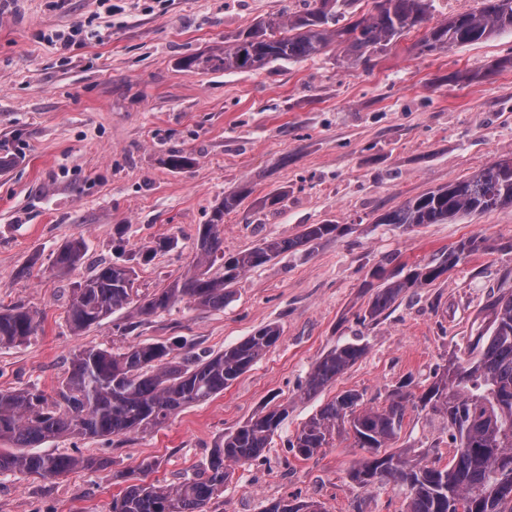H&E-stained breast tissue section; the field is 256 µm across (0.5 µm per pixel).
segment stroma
I'll use <instances>...</instances> for the list:
<instances>
[{
    "instance_id": "1",
    "label": "stroma",
    "mask_w": 512,
    "mask_h": 512,
    "mask_svg": "<svg viewBox=\"0 0 512 512\" xmlns=\"http://www.w3.org/2000/svg\"><path fill=\"white\" fill-rule=\"evenodd\" d=\"M287 0H0V306L36 310L27 344L0 347V390L31 384L50 393L82 345L193 340L218 353L275 324L282 335L224 393L191 405L149 434L114 441L58 439L46 453L109 459L108 467L41 480L0 475V512H110L139 479L192 476L226 432L278 404L288 416L264 458L233 468L207 512H263L294 496L325 512H400L404 490L369 492L346 472L359 449L336 438L304 459L287 440L319 406L354 389L383 406L400 383L421 386L485 328V308L512 290V208L407 230L379 216L407 199L512 157V32L424 52L415 29L372 69L346 67L345 47L260 72L183 70L192 55L222 53L256 20L279 18ZM86 37L63 49L58 31ZM191 154L183 171L170 151ZM284 190L281 204L263 197ZM224 251L293 238L306 225L339 224L336 238L297 249L242 275L223 308L181 302L121 334L116 313L74 335L66 310L77 282L104 262L129 263L143 292L165 287L196 262L198 231L225 194ZM472 236L485 247L430 285L404 293L378 321L364 320L372 270L386 258L412 267ZM84 239L82 263L56 275L58 248ZM172 248L142 262L159 240ZM365 355L310 400L297 396L313 364L336 345ZM400 448H452L441 420L409 413ZM153 463L149 473L140 463Z\"/></svg>"
}]
</instances>
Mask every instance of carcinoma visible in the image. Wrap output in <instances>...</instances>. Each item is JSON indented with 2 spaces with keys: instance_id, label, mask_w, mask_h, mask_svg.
<instances>
[{
  "instance_id": "obj_1",
  "label": "carcinoma",
  "mask_w": 512,
  "mask_h": 512,
  "mask_svg": "<svg viewBox=\"0 0 512 512\" xmlns=\"http://www.w3.org/2000/svg\"><path fill=\"white\" fill-rule=\"evenodd\" d=\"M356 0H308L304 10L284 20L259 21L240 32L224 54L189 57L186 69L261 71L277 62H299L322 51L334 40L345 45L347 61L369 69L378 54L404 34L430 21L432 0H374L372 11L337 27L338 17ZM286 28L287 36L276 35ZM512 30V0H482L473 13L457 14L430 27L420 41L423 51L474 43ZM242 201L229 194L213 210L196 242L194 269L164 288L140 292L134 288L135 270L102 264L72 289L67 309L70 329L83 332L114 313L128 312L123 331L130 333L141 317L169 310L187 301L200 308L221 309L230 287L246 271L299 247H315L336 236L337 224H309L295 238H270L258 246L224 255V214ZM512 207V158L500 159L470 177L437 187L380 215L379 224L410 228L445 224L461 214H482ZM477 236L448 249L438 261L416 265L397 279L387 273L391 261L378 264L368 284L372 294L362 320H376L410 288H421L455 268L479 250ZM83 239L65 242L53 267L67 273L86 253ZM217 272H212L214 265ZM489 323L472 341L476 354L461 362L448 360L441 373L419 391L404 382L391 390L381 408L363 405V395L348 390L336 395L309 417L288 440L287 447L311 459L329 447L336 436L353 440L366 455L348 471V479L364 491L389 483L405 486L402 512H512V293L503 292L488 306ZM40 328L37 312L22 304L0 308V346L22 345ZM280 328L268 324L243 341L217 354L199 355L187 340L175 345L144 342L114 352L101 347H79L69 357L66 376L54 395L36 385L0 391V474L55 479L79 468H99L106 459L57 453H34L51 439L109 440L131 433L151 432L192 404L209 401L224 392L261 355L274 346ZM357 342L338 345L312 367L298 396L311 399L335 382L365 354ZM411 411L437 416L448 424L454 443L447 464L428 459L416 448L391 450ZM288 409L279 405L261 411L224 435L196 476L174 484L142 481L112 498V512H206L233 475L231 466L260 458ZM263 512H324L314 501L281 500Z\"/></svg>"
}]
</instances>
